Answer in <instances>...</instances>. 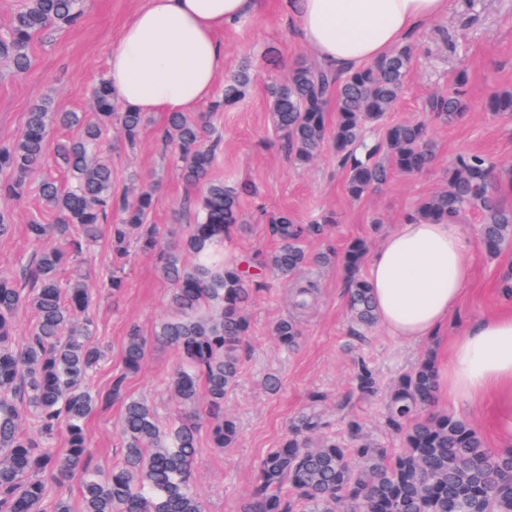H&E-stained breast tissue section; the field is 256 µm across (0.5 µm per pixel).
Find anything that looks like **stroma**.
Listing matches in <instances>:
<instances>
[{
  "instance_id": "35a3bbf8",
  "label": "stroma",
  "mask_w": 512,
  "mask_h": 512,
  "mask_svg": "<svg viewBox=\"0 0 512 512\" xmlns=\"http://www.w3.org/2000/svg\"><path fill=\"white\" fill-rule=\"evenodd\" d=\"M140 4L141 0H84L77 25L53 28L34 38L30 48L33 65L26 74L16 75L0 59V148L18 136L31 106L44 100L52 111L81 112L94 118L92 90L106 78L110 49ZM218 37L224 44L225 73L245 64L258 72L244 101L210 119L223 138V153L213 177L249 188L241 197L248 228L225 241L229 255L273 249L266 226L269 217L282 209L305 222L325 213L336 215L338 223L330 240L309 241V253L328 249L339 253L357 237L368 238L375 248L420 199L442 187L443 172L457 154L479 152L495 161L500 171L512 170V117L494 116L486 108L493 91L512 88V0H450L445 16L413 36L405 91L389 113V122L421 117L426 100L448 92L461 77L467 80L471 110L463 122L432 124L436 161L429 171L393 175L378 191L358 200L346 193L345 174L336 164L332 147H325L311 166H296L283 155L269 121L271 86L287 78L296 59L310 55L285 0H264L259 11L224 28ZM165 121V113L148 114L136 150H128L115 131L104 147L112 157L117 192L131 191L141 179L157 185L162 204L150 221L172 240L192 221L189 200L193 191L182 182L162 148L160 130ZM41 178L38 172L31 175L25 201L0 198V210L9 214L14 226L11 234L0 237V276L17 273L33 254L24 232L26 224L37 215L47 223L53 220L38 194ZM481 222L475 212L462 216L461 226L470 241L471 284L447 327L421 342L402 340L379 326L366 334L364 342L355 341L346 310L343 270L333 263L310 268L318 284L317 300L302 315L300 348L286 352L271 334L273 323L288 315L286 294L282 284L269 280L250 307V336L241 377L224 401L225 414L239 428L237 444L228 450L202 444L194 466L195 490L207 512H239L259 459L278 447L293 418L308 410L312 393L325 394L321 410L331 431L344 430L336 410L337 402L344 400L349 413L365 424L373 438L386 447H397V440L383 428L382 404L360 398L352 384L354 362L365 359L388 381L408 371L426 353L433 355L437 368H444L450 343L470 320L505 309L499 279L512 267V248L490 255L478 236ZM168 311L167 287L154 258L137 255L127 269L124 290L116 296L100 295L89 310L96 324L94 341L106 352L96 379L100 390L108 389L113 373L121 368L120 348L130 327L150 334ZM175 362L173 350L152 349L141 370L128 380L129 394L147 398L164 420L176 409L163 385ZM270 373L281 380L274 394L264 386ZM120 412V405L112 404L97 412L90 424L94 461L104 469L122 459Z\"/></svg>"
}]
</instances>
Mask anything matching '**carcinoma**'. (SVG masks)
I'll return each instance as SVG.
<instances>
[{"label": "carcinoma", "mask_w": 512, "mask_h": 512, "mask_svg": "<svg viewBox=\"0 0 512 512\" xmlns=\"http://www.w3.org/2000/svg\"><path fill=\"white\" fill-rule=\"evenodd\" d=\"M80 0H26L7 30L0 34V57L16 74L32 65L33 38L54 27L74 25ZM412 59L403 46L384 58L345 75L304 61L295 63L282 84L270 88L269 110L288 160L310 165L327 141L346 171L349 196L361 198L383 185L391 172L413 175L429 168L433 144L423 120L386 123L399 100ZM255 80L248 65L226 76L224 94L213 100L219 112L242 100ZM460 87L429 97L425 111L444 122L461 121L468 112ZM336 100V118L327 128L325 112ZM98 122L87 124L79 112H53L38 103L26 114L18 138L0 148V195L23 199L30 172L49 163L48 137L56 124L77 135L54 148L69 183L51 177L39 193L54 214V223L35 221L26 233L35 246L33 258L19 276L0 278V512H71L70 479L81 481L80 512H205L192 487L201 433L212 447L232 448L238 427L224 416V399L236 387L242 350L248 337L246 311L262 284L250 272L269 271L291 286L307 264L328 256H310L306 241L328 235L331 217L308 224L282 211L271 216L267 230L276 246L248 259H226L224 240L243 229L237 189L213 179L218 144L207 139V115L167 114L161 140L171 147L182 180L198 190L195 223L174 246L163 242L158 225L148 223L160 205L154 185L142 182L134 197L116 198L112 165L99 144L112 126L129 147L139 139L145 113L123 107L107 81L94 91ZM488 111L512 116V90L493 93ZM382 128L381 141L370 144L365 128ZM497 168L473 153L455 156L444 173V185L417 202L409 219L418 223L458 222L466 211L481 214V237L496 253L512 244V205L503 201ZM107 233L112 269L99 275L115 295L126 287L125 266L132 251L152 254L160 277L169 285L170 314L151 335L130 328L122 347L123 369L112 375L102 393L95 380L105 359L91 342L94 302L86 273L61 278L67 263L85 262L84 254ZM368 240L351 241L343 255L347 311L353 325L366 330L378 316L360 265ZM313 284L292 289L297 309L308 306ZM34 315L29 336L18 344L14 318L21 307ZM279 345L293 351L301 324L290 317L272 328ZM154 346L178 357L165 381L178 406L177 415L161 422L151 404L127 393ZM353 381L359 393L384 401L383 427L402 447L380 446L362 422L346 420L343 436L324 435L320 415L303 414L281 444L256 466L255 479L240 512H512V452L487 447L473 424L437 409L439 374L430 354L388 388L365 361L357 362ZM122 404L120 436L123 461L108 470L93 461L88 418L113 402ZM66 433L63 452L53 445Z\"/></svg>", "instance_id": "obj_1"}]
</instances>
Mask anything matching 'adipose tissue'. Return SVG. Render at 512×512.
<instances>
[{
  "instance_id": "obj_1",
  "label": "adipose tissue",
  "mask_w": 512,
  "mask_h": 512,
  "mask_svg": "<svg viewBox=\"0 0 512 512\" xmlns=\"http://www.w3.org/2000/svg\"><path fill=\"white\" fill-rule=\"evenodd\" d=\"M262 0H144L112 46L107 79L138 112L195 111L224 71L216 34L255 13ZM448 0H298L299 33L337 72L377 61L443 16ZM458 224L409 220L387 232L367 280L380 325L409 342L429 339L457 310L471 281ZM450 398L494 401L501 450H512V314L480 318L454 338L439 375Z\"/></svg>"
}]
</instances>
